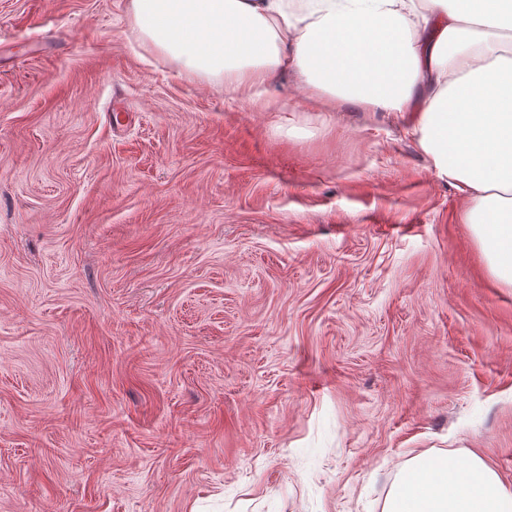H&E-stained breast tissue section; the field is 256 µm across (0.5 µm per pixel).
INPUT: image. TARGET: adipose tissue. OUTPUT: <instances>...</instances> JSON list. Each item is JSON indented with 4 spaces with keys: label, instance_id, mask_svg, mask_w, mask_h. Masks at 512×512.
Returning a JSON list of instances; mask_svg holds the SVG:
<instances>
[{
    "label": "adipose tissue",
    "instance_id": "obj_1",
    "mask_svg": "<svg viewBox=\"0 0 512 512\" xmlns=\"http://www.w3.org/2000/svg\"><path fill=\"white\" fill-rule=\"evenodd\" d=\"M141 41L261 112L294 73L321 112H407L464 200L488 269L512 288V0H127ZM385 512H512L481 456H417Z\"/></svg>",
    "mask_w": 512,
    "mask_h": 512
}]
</instances>
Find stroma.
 Returning a JSON list of instances; mask_svg holds the SVG:
<instances>
[{
    "mask_svg": "<svg viewBox=\"0 0 512 512\" xmlns=\"http://www.w3.org/2000/svg\"><path fill=\"white\" fill-rule=\"evenodd\" d=\"M182 74L126 0H0V512H383L512 482V288L406 112ZM385 512H512V483L481 456H417L399 472Z\"/></svg>",
    "mask_w": 512,
    "mask_h": 512,
    "instance_id": "35a3bbf8",
    "label": "stroma"
}]
</instances>
